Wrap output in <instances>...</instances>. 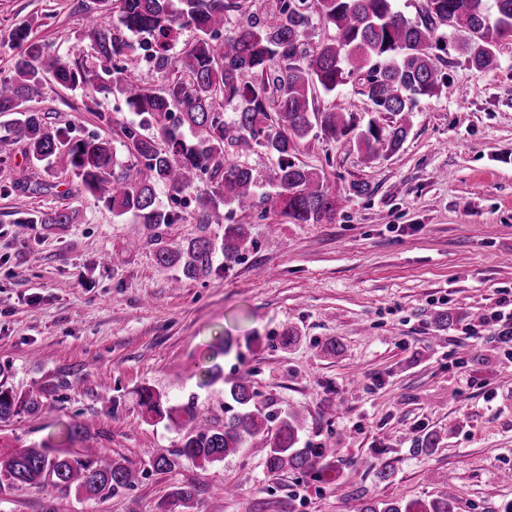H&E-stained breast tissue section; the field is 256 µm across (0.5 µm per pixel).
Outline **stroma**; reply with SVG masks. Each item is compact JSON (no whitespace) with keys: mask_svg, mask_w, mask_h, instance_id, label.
Instances as JSON below:
<instances>
[{"mask_svg":"<svg viewBox=\"0 0 512 512\" xmlns=\"http://www.w3.org/2000/svg\"><path fill=\"white\" fill-rule=\"evenodd\" d=\"M96 0H0V74L16 49L12 28L70 57L90 54L84 36ZM449 90L417 103L401 150L365 162L356 135L301 140L297 163L350 196L330 224H291L261 209L196 224L115 217L66 174L29 162L15 146L0 164V383L36 391L37 413L0 422V455L40 443L75 421L87 443L141 471L135 487L100 502L76 491L46 497L0 487V512H350L356 499H453L458 512H512V363L488 342L486 317L512 292V41L499 66L481 71L451 52ZM87 93L46 79L30 106L49 127L124 139L127 111L114 98L98 112ZM321 110L371 117L357 82L318 98ZM71 224H35L50 210ZM244 225L252 246L233 263L176 281L157 263L156 240L219 241ZM494 226L485 236L483 226ZM453 321L443 326L439 313ZM299 334L285 345L283 334ZM233 339L203 384L206 346ZM247 369L263 412L303 417L302 445L336 450V480L269 473L245 452L199 468L152 467L182 432L142 417L137 392L174 404L196 400L224 416V381ZM435 447L418 450L425 434ZM390 478H381L382 469ZM196 487L192 508L171 495Z\"/></svg>","mask_w":512,"mask_h":512,"instance_id":"1","label":"stroma"}]
</instances>
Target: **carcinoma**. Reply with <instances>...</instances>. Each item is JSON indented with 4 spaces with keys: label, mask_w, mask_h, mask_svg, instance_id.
Segmentation results:
<instances>
[{
    "label": "carcinoma",
    "mask_w": 512,
    "mask_h": 512,
    "mask_svg": "<svg viewBox=\"0 0 512 512\" xmlns=\"http://www.w3.org/2000/svg\"><path fill=\"white\" fill-rule=\"evenodd\" d=\"M395 0H279L272 13L260 0H118V24L89 19L91 56L55 55L31 37L28 24L11 31L18 47L9 75L0 77V164L11 147L24 146L27 158L59 169L81 190L103 202L116 217L140 224H175L180 216L162 207L156 188L174 195H194L197 223L220 224L221 211H265L298 224H326L339 212L344 197L330 191L320 174L294 161L298 142L313 129L327 140L356 128L334 111L318 107L319 94H331L349 77L361 74V94L372 111L396 116L387 124L369 119L358 132L365 160L398 153L411 128L410 117L422 96L446 84L444 60L432 53L447 28L460 34L458 50L478 70L498 67V46L512 40V0H424L420 20H409ZM240 20L228 27L230 18ZM336 30L326 42L311 45L314 23ZM195 38L178 55L171 48L183 31ZM149 34L156 41L155 69L168 74L158 89L138 84L132 70L137 53L128 35ZM67 90L90 89L123 101L134 119L124 126L129 159L121 162L112 144L95 135L76 139L65 127L50 128L41 113L25 108L38 96L44 72ZM235 106V119L224 120V105ZM248 137L277 156V168L265 178L226 157V146ZM73 210H53L39 224H71ZM224 262L240 258L247 237L229 225L216 245L205 237L186 242L158 241L159 264L178 271L176 281L194 279L212 268L216 251ZM241 371L224 381V424L201 412L195 402L167 405L166 396L144 387L139 404L145 417L168 421L185 430L176 450L152 452L153 465L169 471L182 458L204 468L248 450L264 454L272 473L284 469L312 473L326 481L335 472V449L300 447L303 422L288 411L271 416L257 404V393ZM34 393L18 396L0 388V419L26 409L38 410ZM87 436L82 423L68 426L60 441L42 442L14 451L0 464V485L35 488L47 495L76 487L86 500L104 499L133 487L137 470L120 461L70 448ZM353 512H457L455 503L436 498L418 508L413 503L370 499Z\"/></svg>",
    "instance_id": "obj_1"
}]
</instances>
